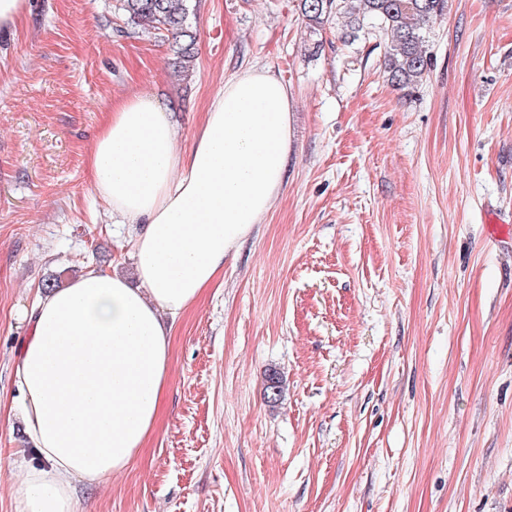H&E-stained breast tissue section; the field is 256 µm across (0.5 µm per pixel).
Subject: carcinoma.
<instances>
[{"instance_id":"carcinoma-1","label":"carcinoma","mask_w":512,"mask_h":512,"mask_svg":"<svg viewBox=\"0 0 512 512\" xmlns=\"http://www.w3.org/2000/svg\"><path fill=\"white\" fill-rule=\"evenodd\" d=\"M128 23L142 30L171 34L169 65L177 73L195 69L196 33L190 23L191 0H117ZM310 33L330 19L343 21L342 38L354 42L375 32L388 38L384 69L399 90H410L426 75L430 55L426 40L429 23L448 11V0H299Z\"/></svg>"}]
</instances>
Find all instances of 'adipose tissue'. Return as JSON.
I'll use <instances>...</instances> for the list:
<instances>
[{
    "label": "adipose tissue",
    "mask_w": 512,
    "mask_h": 512,
    "mask_svg": "<svg viewBox=\"0 0 512 512\" xmlns=\"http://www.w3.org/2000/svg\"><path fill=\"white\" fill-rule=\"evenodd\" d=\"M291 95L252 67L225 81L189 149L147 96L114 104L90 156L94 186L134 242L139 287L88 268L41 293L14 361L36 462L16 512H75L76 489L124 471L154 431L170 373V336L226 257L279 195L291 153Z\"/></svg>",
    "instance_id": "adipose-tissue-1"
}]
</instances>
